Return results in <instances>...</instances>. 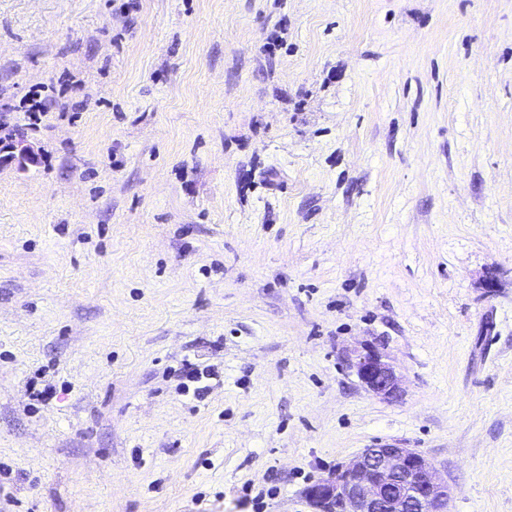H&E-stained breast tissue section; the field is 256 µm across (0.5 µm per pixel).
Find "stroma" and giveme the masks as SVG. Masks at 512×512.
I'll return each instance as SVG.
<instances>
[{
	"label": "stroma",
	"instance_id": "stroma-1",
	"mask_svg": "<svg viewBox=\"0 0 512 512\" xmlns=\"http://www.w3.org/2000/svg\"><path fill=\"white\" fill-rule=\"evenodd\" d=\"M0 129V512H314L377 441L512 512V0H0ZM37 160L38 155L22 141H17L10 136L0 137V164L16 162L26 165L27 163L34 164ZM348 366L357 375L364 389L378 397L392 398L401 391L402 379L387 355L365 343L346 355Z\"/></svg>",
	"mask_w": 512,
	"mask_h": 512
}]
</instances>
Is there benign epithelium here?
<instances>
[{"label": "benign epithelium", "mask_w": 512, "mask_h": 512, "mask_svg": "<svg viewBox=\"0 0 512 512\" xmlns=\"http://www.w3.org/2000/svg\"><path fill=\"white\" fill-rule=\"evenodd\" d=\"M37 160L23 142L0 137V164ZM346 358L368 393L392 398L401 391V376L375 346L365 343ZM304 495L318 512H443L452 488L415 449L377 443L308 485Z\"/></svg>", "instance_id": "benign-epithelium-1"}]
</instances>
